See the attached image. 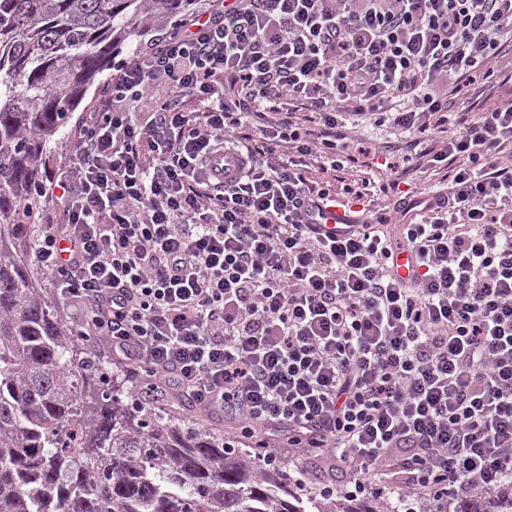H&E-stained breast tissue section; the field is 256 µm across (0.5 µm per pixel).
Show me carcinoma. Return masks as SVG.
<instances>
[{"instance_id": "1", "label": "carcinoma", "mask_w": 512, "mask_h": 512, "mask_svg": "<svg viewBox=\"0 0 512 512\" xmlns=\"http://www.w3.org/2000/svg\"><path fill=\"white\" fill-rule=\"evenodd\" d=\"M194 0H0V512H512V484L414 509L320 497L264 449L143 413L28 262L46 147L120 45Z\"/></svg>"}]
</instances>
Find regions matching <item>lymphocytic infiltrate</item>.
<instances>
[{"label": "lymphocytic infiltrate", "instance_id": "obj_1", "mask_svg": "<svg viewBox=\"0 0 512 512\" xmlns=\"http://www.w3.org/2000/svg\"><path fill=\"white\" fill-rule=\"evenodd\" d=\"M512 0H219L116 68L43 193L80 331L239 441L387 472L405 500L512 483ZM502 93L453 113L474 84ZM431 150L415 196L351 117ZM318 168L321 181L307 178ZM388 175L399 232L364 208ZM355 208L343 237L316 222ZM414 255L399 276L395 249Z\"/></svg>", "mask_w": 512, "mask_h": 512}]
</instances>
